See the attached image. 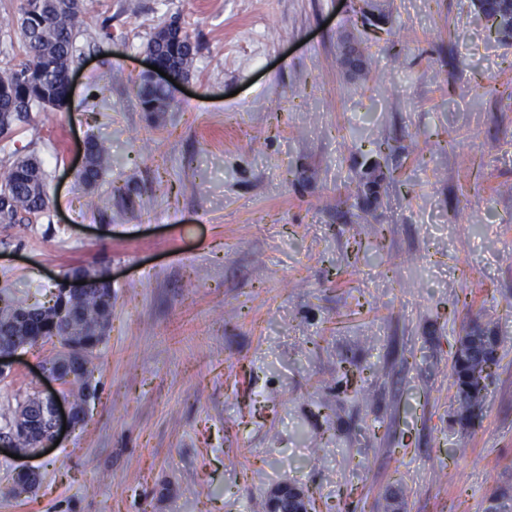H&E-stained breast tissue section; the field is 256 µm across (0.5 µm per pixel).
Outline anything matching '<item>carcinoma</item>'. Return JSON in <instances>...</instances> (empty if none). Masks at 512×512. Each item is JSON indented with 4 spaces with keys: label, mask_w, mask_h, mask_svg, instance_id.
I'll list each match as a JSON object with an SVG mask.
<instances>
[{
    "label": "carcinoma",
    "mask_w": 512,
    "mask_h": 512,
    "mask_svg": "<svg viewBox=\"0 0 512 512\" xmlns=\"http://www.w3.org/2000/svg\"><path fill=\"white\" fill-rule=\"evenodd\" d=\"M487 17L504 38H512V7L488 0ZM23 60L0 68V138L30 123L33 109L67 108V77L81 56L78 38L90 25L83 0H21L17 19ZM176 79L186 81L196 55V47L178 26L157 30L146 47ZM137 96L145 112H164L177 104L176 89L141 78ZM112 166L106 145L88 138L83 166L76 177L90 189ZM46 175L40 161L32 156L16 158L0 182V224H31L50 207ZM102 269L92 273L90 283L73 304L70 326L56 320V305L29 304L7 289L0 290V349L51 346L45 365L61 371L64 394L77 408L86 405L91 394V378L97 368L99 346L112 318V287L103 282ZM84 350L79 364L72 361L71 342ZM485 369L476 363L455 360L453 386L469 400L483 402L479 388ZM37 410L36 396L27 397L20 413H0V433L17 438L21 452L36 446L27 431L28 418Z\"/></svg>",
    "instance_id": "1"
}]
</instances>
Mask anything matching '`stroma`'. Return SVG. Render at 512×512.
<instances>
[{
    "mask_svg": "<svg viewBox=\"0 0 512 512\" xmlns=\"http://www.w3.org/2000/svg\"><path fill=\"white\" fill-rule=\"evenodd\" d=\"M379 3L376 37L358 0H84L68 109L0 140V181L36 157L52 199L0 224V289L42 301L102 266L112 319L85 424L0 456V512H264L284 482L312 512H383L396 487L404 512H485L512 489V345L471 428L451 379L471 320L512 337V38L473 0ZM173 21L194 68L150 114L146 45ZM91 136L114 164L90 191ZM47 354L25 350L0 408L48 387Z\"/></svg>",
    "mask_w": 512,
    "mask_h": 512,
    "instance_id": "35a3bbf8",
    "label": "stroma"
}]
</instances>
